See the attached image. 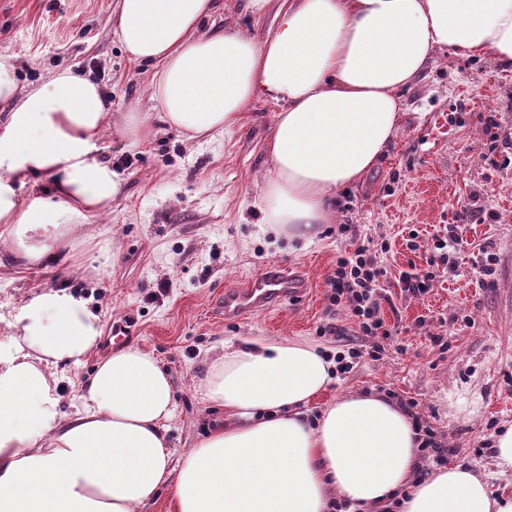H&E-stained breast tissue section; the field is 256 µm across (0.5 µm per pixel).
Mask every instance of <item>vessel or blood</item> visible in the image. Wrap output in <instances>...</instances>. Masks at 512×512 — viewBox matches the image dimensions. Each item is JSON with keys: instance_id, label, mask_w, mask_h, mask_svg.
Returning <instances> with one entry per match:
<instances>
[{"instance_id": "b4317fda", "label": "vessel or blood", "mask_w": 512, "mask_h": 512, "mask_svg": "<svg viewBox=\"0 0 512 512\" xmlns=\"http://www.w3.org/2000/svg\"><path fill=\"white\" fill-rule=\"evenodd\" d=\"M304 291L301 280L285 272L266 269L226 289L215 308L224 318L243 320L257 312L299 299Z\"/></svg>"}]
</instances>
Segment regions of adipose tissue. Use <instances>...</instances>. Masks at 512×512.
Listing matches in <instances>:
<instances>
[{
  "label": "adipose tissue",
  "instance_id": "1",
  "mask_svg": "<svg viewBox=\"0 0 512 512\" xmlns=\"http://www.w3.org/2000/svg\"><path fill=\"white\" fill-rule=\"evenodd\" d=\"M272 15L258 39L211 25L216 0H115L112 29L135 63L155 65L161 122L188 138L238 125L264 96L278 110L265 152V223L309 239L330 223L336 195L358 182L395 139L398 91L436 52L491 55L512 69V0H239ZM20 58L0 53V239L20 265L71 241L117 254L83 234L124 182L98 156L106 128L129 146L140 113L113 118L97 82L63 70L19 88ZM45 176L46 198L34 189ZM0 512H136L170 487L174 512H349L401 497V512H512L461 465L418 477L420 434L395 401L347 394L310 418L336 379L333 358L304 340L227 344L196 390L226 420L192 450L167 439L173 383L152 354L123 348L100 362L80 409L63 416L59 366H79L102 335L82 297L45 287L0 313Z\"/></svg>",
  "mask_w": 512,
  "mask_h": 512
}]
</instances>
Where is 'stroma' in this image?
<instances>
[{
	"label": "stroma",
	"instance_id": "35a3bbf8",
	"mask_svg": "<svg viewBox=\"0 0 512 512\" xmlns=\"http://www.w3.org/2000/svg\"><path fill=\"white\" fill-rule=\"evenodd\" d=\"M111 14L112 0H0V52L19 56L21 87L69 69L95 78L112 112L152 111L151 70L127 60ZM400 98L396 139L361 181L338 192L331 222L309 241L262 221L271 101L253 99L240 127L210 142L185 140L158 124L142 147L127 149L105 130L101 154L121 161L124 194L84 232L118 248V264L78 269L62 247L23 267L0 242V310L53 287L82 296L102 319L103 336L84 363L58 370L62 413L80 409L84 384L101 358L126 346L153 352L172 376L167 436L181 454L224 421L223 410L204 403L195 389L224 343L303 339L333 355L356 341L363 357L318 404L349 393H398L414 401V415L451 449L450 464L490 474L494 491L512 492V475H496L494 452L484 443L485 434L512 423V72L488 55L443 51ZM491 113L494 132L485 123ZM471 203L485 219L460 224L468 246L455 269L438 264L426 295L401 293L400 272L426 268L435 239L459 224L462 206ZM360 246L375 252L385 271L383 316L398 331L397 345L376 359L369 354L375 338L361 335L346 312H327L336 254ZM481 246L494 256L483 282L474 269ZM269 265L304 279L300 301L242 321L214 315L225 288ZM328 323L336 333L321 335ZM437 336L447 339V348L434 344Z\"/></svg>",
	"mask_w": 512,
	"mask_h": 512
}]
</instances>
